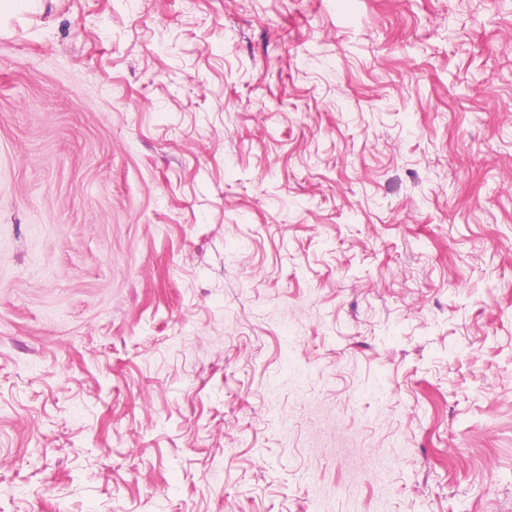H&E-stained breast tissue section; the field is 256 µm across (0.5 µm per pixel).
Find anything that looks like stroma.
Returning a JSON list of instances; mask_svg holds the SVG:
<instances>
[{"label":"stroma","mask_w":512,"mask_h":512,"mask_svg":"<svg viewBox=\"0 0 512 512\" xmlns=\"http://www.w3.org/2000/svg\"><path fill=\"white\" fill-rule=\"evenodd\" d=\"M512 0H0V512H512Z\"/></svg>","instance_id":"stroma-1"}]
</instances>
